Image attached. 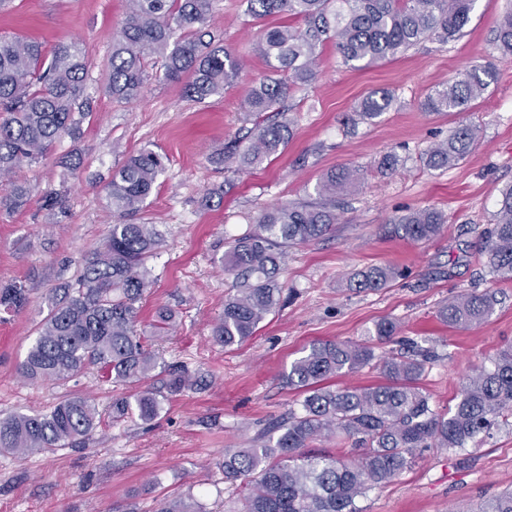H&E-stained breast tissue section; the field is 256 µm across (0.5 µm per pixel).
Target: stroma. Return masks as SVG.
Here are the masks:
<instances>
[{
    "label": "stroma",
    "instance_id": "35a3bbf8",
    "mask_svg": "<svg viewBox=\"0 0 512 512\" xmlns=\"http://www.w3.org/2000/svg\"><path fill=\"white\" fill-rule=\"evenodd\" d=\"M507 0H476L462 35L442 45L426 40L361 69L344 65L334 42L319 47L317 79L291 88L284 106L292 120L287 149L261 166L225 172L224 146L252 127L240 104L268 74L255 50L261 28L247 22L244 0H216L209 29L246 62L223 94L202 101L181 84L159 78L161 59L141 95L117 102L104 88L112 41L128 0H11L0 12V35L52 48L82 45L89 62L86 116L78 136L63 137L46 161L22 166L32 188L28 205L0 211V288L17 282L28 303L0 311V418L45 413L61 400L90 399L101 422L74 446L20 460L0 456V512H159L173 499H194L206 512H231L237 490L224 481L228 448L251 447L270 420L296 408L299 395L281 375L301 349L334 339L361 342L383 318L400 321L403 336L429 341L439 359L424 380L438 411L453 407L463 380L512 344V281L491 282L479 240L512 183V62L499 59L494 30ZM475 66H491L496 81L462 112L429 113L419 103ZM374 90L395 98L375 122L350 125L356 105ZM461 124L481 138L458 164L426 168L421 156ZM166 168L136 220L152 224L161 243L148 263V286L136 330L159 362L186 370L199 385L164 402L151 422H113L114 397L135 393L90 369L60 382H31L20 365L48 312L55 289L73 283L116 219L107 204L113 171L143 149ZM399 155L396 171L379 157ZM360 170L332 231L291 248L280 275L281 302L242 346L214 342L212 327L232 284L221 259L234 238L255 228L266 208L312 199L326 172ZM66 187L63 208L45 207L46 192ZM433 207L447 222L434 239L408 243L384 226L408 209ZM391 265L400 277L356 293L348 283L367 265ZM494 288L489 320L454 330L439 306L472 289ZM175 314L168 335L151 325L159 309ZM512 489V425L499 424L465 449L429 448L411 469L358 501L362 512H475L483 499Z\"/></svg>",
    "mask_w": 512,
    "mask_h": 512
}]
</instances>
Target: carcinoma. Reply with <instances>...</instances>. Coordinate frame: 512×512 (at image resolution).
Wrapping results in <instances>:
<instances>
[{
    "mask_svg": "<svg viewBox=\"0 0 512 512\" xmlns=\"http://www.w3.org/2000/svg\"><path fill=\"white\" fill-rule=\"evenodd\" d=\"M130 11L112 42L107 89L112 98H135L150 79L148 64L163 61V77L183 83L184 94L204 100L244 70L243 61L205 40L213 0H128ZM475 0H247L257 20L283 12L306 21L304 30L281 25L263 31L258 43L271 75L255 85L241 103L250 115L280 111L287 89L316 80V50L336 42L345 64L390 59L426 39L446 43L469 23ZM502 59L512 60V11L495 33ZM87 63L76 41L51 51L18 36H0V210L15 212L29 201L31 189L15 178L21 165L38 164L64 135H73L84 116ZM496 80L491 67L474 68L462 78L426 96V112H461ZM394 104L387 91L364 98L357 116L372 122ZM291 138V120L255 124L224 147V169L257 167L283 151ZM480 130L460 125L433 144L424 163L442 169L463 160L477 144ZM163 156L143 150L129 157L107 186V203L118 217H133L164 171ZM360 179L357 169L342 168L315 186L316 198L263 211L257 229L234 240L224 254V270L233 276L224 312L212 329L215 342L233 347L250 339L274 311L282 288L279 275L288 248L317 240L337 221L336 197ZM445 219L433 208L408 211L390 220V235L414 242L440 234ZM160 233L153 224L118 222L85 262L76 282L56 290L38 336L21 365L29 380L58 381L95 368L112 382L147 384L112 401V421L132 416L151 422L167 395L193 385L185 371L157 362L137 338L138 303L147 287V260L155 255ZM493 281L512 280V186L504 188L498 209L482 233L480 249ZM397 276L391 267L370 266L349 283L356 292L384 288ZM27 301L16 285L0 288V308L17 310ZM496 293H461L438 310L450 328L481 325L494 313ZM400 323L384 318L368 335L389 342ZM437 355L412 339L401 351L377 357L369 341L313 342L282 374V383L302 394L299 409L268 423L254 448L224 449V481L239 490L236 512H362L358 498L384 485L415 462L426 448H466L497 422L512 417V348L499 351L491 365L467 375L460 399L444 413L436 411L423 380ZM381 366L385 382L361 388L338 387L335 379L365 367ZM88 399L67 398L47 412L0 419V454L18 457L52 453L87 436L99 424ZM339 437L358 452L344 462L322 453H306L321 439ZM159 512H204L197 502L171 500ZM478 512H512V491L480 505Z\"/></svg>",
    "mask_w": 512,
    "mask_h": 512,
    "instance_id": "1",
    "label": "carcinoma"
}]
</instances>
